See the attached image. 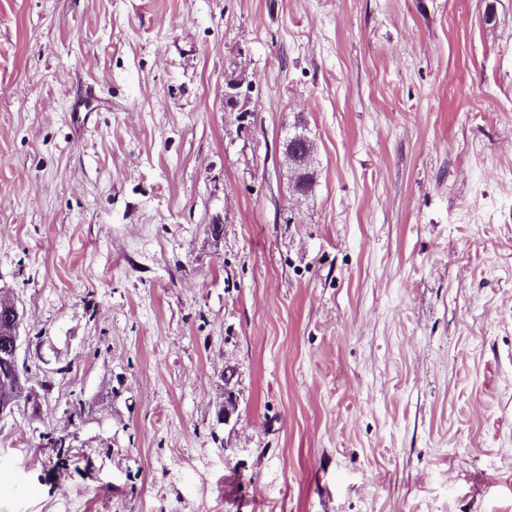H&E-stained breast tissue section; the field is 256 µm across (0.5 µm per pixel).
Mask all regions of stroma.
<instances>
[{
  "label": "stroma",
  "instance_id": "obj_1",
  "mask_svg": "<svg viewBox=\"0 0 512 512\" xmlns=\"http://www.w3.org/2000/svg\"><path fill=\"white\" fill-rule=\"evenodd\" d=\"M1 288L0 512H512V0H0ZM0 314L6 325V332L3 334L5 336L2 342L0 341V380L4 379L0 382V394L2 392L6 396V399L4 396L2 401L0 399V419H3L4 417L12 416L20 405L19 402H16V399H11L7 396L12 389L10 382L15 390L10 396L19 397L25 386V398L28 402H32L35 399L38 400L39 393L36 387L31 384V380L27 382L29 378L26 367L21 368L18 362H13V360L18 358L23 344L21 327L24 314L18 307L15 299L3 293V290L0 291ZM3 355L11 359L1 357ZM5 379L10 380V382Z\"/></svg>",
  "mask_w": 512,
  "mask_h": 512
}]
</instances>
